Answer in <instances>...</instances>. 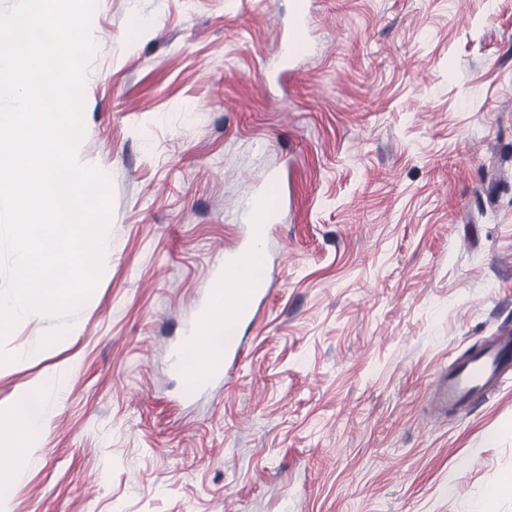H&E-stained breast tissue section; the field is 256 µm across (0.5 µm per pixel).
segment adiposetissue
<instances>
[{
	"label": "adipose tissue",
	"mask_w": 512,
	"mask_h": 512,
	"mask_svg": "<svg viewBox=\"0 0 512 512\" xmlns=\"http://www.w3.org/2000/svg\"><path fill=\"white\" fill-rule=\"evenodd\" d=\"M227 328L224 303L216 301L211 320L198 330L193 362L184 368L187 375L198 379L208 372L223 350L218 337ZM56 387V377L46 376L38 388L20 396L11 409L0 412L1 471L18 474L29 464L31 449L47 424V397Z\"/></svg>",
	"instance_id": "ef3b65f1"
}]
</instances>
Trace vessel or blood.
<instances>
[{
  "mask_svg": "<svg viewBox=\"0 0 512 512\" xmlns=\"http://www.w3.org/2000/svg\"><path fill=\"white\" fill-rule=\"evenodd\" d=\"M296 21L288 30L284 51L289 58H296L303 50L299 37L309 25V11L300 0L295 6ZM270 214L259 205H252L246 226L247 240L234 250L225 252L224 267L211 276L209 300L199 307L194 319L188 324L182 338L183 346L191 345L202 321L213 312L214 297L224 299V315L233 323L248 320L256 302L265 300L269 294V275L266 267L253 268L246 259L255 245L263 243L270 232ZM251 279L255 287L247 300H239L234 288L236 281ZM244 352L240 336H232L224 344V354L219 364L212 368L209 383H221L237 369ZM512 380V335L498 336L492 343L483 346L471 356L462 359L456 366L443 370L433 382V402L437 409L466 408L477 398L487 395Z\"/></svg>",
  "mask_w": 512,
  "mask_h": 512,
  "instance_id": "1",
  "label": "vessel or blood"
}]
</instances>
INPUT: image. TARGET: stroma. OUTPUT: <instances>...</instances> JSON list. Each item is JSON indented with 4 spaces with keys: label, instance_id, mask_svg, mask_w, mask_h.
I'll use <instances>...</instances> for the list:
<instances>
[{
    "label": "stroma",
    "instance_id": "obj_1",
    "mask_svg": "<svg viewBox=\"0 0 512 512\" xmlns=\"http://www.w3.org/2000/svg\"><path fill=\"white\" fill-rule=\"evenodd\" d=\"M98 0L80 163L101 272L5 343L0 409L49 373L5 512H512V382L438 412L512 330V0ZM265 195L270 295L226 384L169 351ZM57 336L46 346L47 336ZM294 13L297 22L289 28L284 45V51L288 54V59H294L302 52L303 43L300 42L299 36L309 25V11L305 3L296 4Z\"/></svg>",
    "mask_w": 512,
    "mask_h": 512
}]
</instances>
